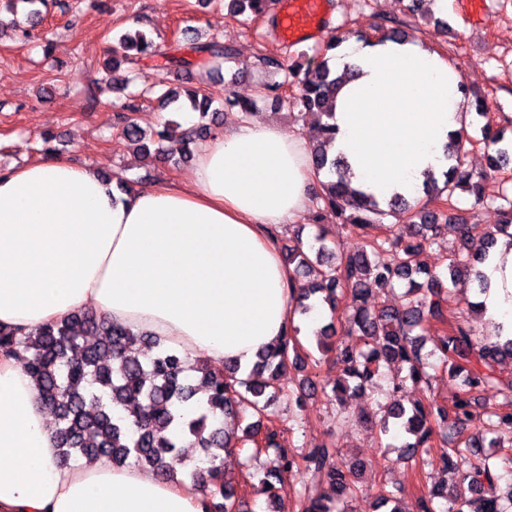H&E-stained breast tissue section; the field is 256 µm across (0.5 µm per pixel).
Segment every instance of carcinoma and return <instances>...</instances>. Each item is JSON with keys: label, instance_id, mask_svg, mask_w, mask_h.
I'll return each instance as SVG.
<instances>
[{"label": "carcinoma", "instance_id": "cac0c4a2", "mask_svg": "<svg viewBox=\"0 0 512 512\" xmlns=\"http://www.w3.org/2000/svg\"><path fill=\"white\" fill-rule=\"evenodd\" d=\"M20 3L31 6L25 24L15 25L19 37L25 39L29 36L27 24L37 22L40 11L32 8L36 0H8L6 8L16 15ZM271 4L272 0H229L228 15L248 25L265 17ZM334 49L336 44L330 43L316 51L304 68L262 55L258 57L259 64L267 70L284 72L283 81L264 85L261 91L250 94L226 90L223 99L224 104L247 116L257 100L271 97L281 101L283 88L296 86L292 105L299 109L301 119L312 117L318 127L319 141L311 145L312 167L318 173L331 175L340 173L342 168L340 159L330 156L329 150L336 137L332 107L345 77L334 71L335 56L329 54ZM110 52L112 65L94 79L99 86L111 84V76L123 64L128 65L129 72L125 84L135 81L136 67L147 57L159 55L167 67L188 68L233 56V49L216 38L203 44L178 42L162 51L141 31L120 37ZM182 95L197 112L199 121L185 127L170 120L150 141L130 117L138 108V98L131 97L119 114L125 143L145 157L168 158L178 153L184 159L190 158L189 146L210 133V125L203 119H216L217 111L211 107L217 98L206 89L186 87L162 93L158 96L159 105L169 108ZM470 145L467 138L453 142L448 156L451 165L443 185L425 182L423 197L412 204L395 197L384 208L341 177L322 182L321 193L316 197L318 207L336 212L340 223L358 231L362 247L355 252H341L319 234L308 247L299 244L283 255L300 280L295 311L308 315L314 308L310 299L320 295L332 312L342 310L344 332L359 339L358 348L336 345L337 329L332 322L318 332V350H335L342 365V373L331 387L330 398L336 404L343 405L351 391L372 384L381 369L393 363L408 365V374L393 384L395 393L408 381L415 386L429 385L428 369L436 365L452 375L466 373L450 402L440 403L428 397L407 407L395 399L381 420L382 431L394 426L408 437L397 460H412L422 454V464L451 474L467 485L469 495L462 496L448 488V482L439 483L420 495L418 512H438L444 502L448 512H512V483L507 496L497 493L500 470L512 466V458L494 452L485 454L476 446L477 440L488 435V447L494 449L501 432L512 434V373L504 375L494 368L495 363L512 359V336L487 345L477 340L470 325L458 321L437 337L429 353L436 363L421 354L426 333L448 324L445 281L472 279L479 292H485L488 282L478 266L487 261L498 236L512 238V200L505 192L501 193L505 204L500 206L497 224H470L462 215L447 209L458 190H467L478 203L488 200L486 181L512 164V145L505 144L503 135L497 134L485 139L490 171L475 175L464 167ZM393 210L403 214L406 224L402 233L392 237L386 234L383 218ZM450 223L457 225L460 251L450 256L439 271L421 266L417 256L430 241L429 233ZM388 248L397 252L396 259L381 258V252ZM403 281L409 286L405 307H374L382 294ZM139 339L151 351L147 359L128 347L133 337L127 328L89 309L77 310L69 318L27 336L0 326V350L15 356L33 375L41 404L57 419L62 464L73 465L82 457H106L116 467L146 465L166 480L187 473L195 484L212 489L216 502L210 512H248L234 486L224 480V465L238 448L256 442L260 430L250 423L243 435L230 434L224 431L221 417L236 413L238 398L229 394L231 390H243V399L258 415L283 396L280 379L287 366L298 361L300 368H308V362L300 360L296 338L287 336L280 345L258 353V360L244 375L236 364L215 368L203 358L190 360L152 336L143 334ZM318 386L308 376L299 389L289 392L288 398L300 408L315 395ZM487 390L494 391L501 402L486 409L483 432L473 435L469 430L476 417L474 408ZM173 427L189 436L188 447L201 449L203 456L188 458L178 439L167 435ZM437 435L441 438L440 449L433 453ZM264 443L268 461L262 482L273 498H281L284 475L294 468L306 476L302 494L305 512H341L339 505L360 491L357 473L362 463L345 461L334 443L297 452L278 444L274 430L265 432ZM324 482L335 495L320 491Z\"/></svg>", "mask_w": 512, "mask_h": 512}]
</instances>
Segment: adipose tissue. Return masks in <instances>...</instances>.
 <instances>
[{
    "mask_svg": "<svg viewBox=\"0 0 512 512\" xmlns=\"http://www.w3.org/2000/svg\"><path fill=\"white\" fill-rule=\"evenodd\" d=\"M336 67L358 74L336 96L334 154L352 188L418 198L449 165L469 115L459 73L416 42L336 32ZM321 190L306 136L236 121L201 145L179 182L120 191L58 156L0 170V325L23 332L93 308L133 333L213 363L249 365L295 329L278 227ZM485 317L512 335V243L483 266ZM187 475L97 459L60 465L35 383L0 353V512H207Z\"/></svg>",
    "mask_w": 512,
    "mask_h": 512,
    "instance_id": "ef3b65f1",
    "label": "adipose tissue"
}]
</instances>
